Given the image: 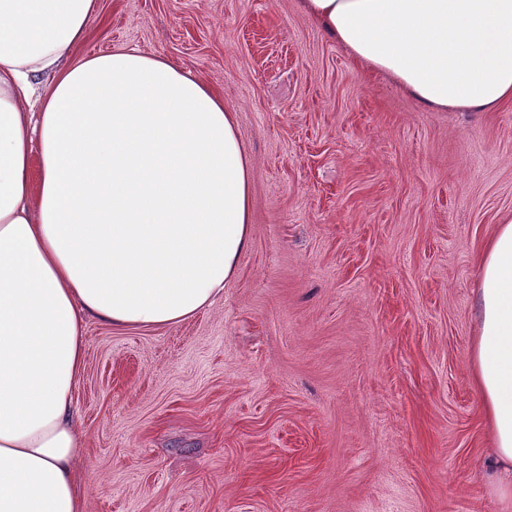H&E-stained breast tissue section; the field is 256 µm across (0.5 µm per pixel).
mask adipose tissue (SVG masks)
<instances>
[{"label": "adipose tissue", "instance_id": "adipose-tissue-1", "mask_svg": "<svg viewBox=\"0 0 512 512\" xmlns=\"http://www.w3.org/2000/svg\"><path fill=\"white\" fill-rule=\"evenodd\" d=\"M98 0H0V512H85L84 326L165 327L251 243L252 168L223 98L120 47L72 61ZM431 111L512 100V0H298ZM472 383L512 501V215L479 263Z\"/></svg>", "mask_w": 512, "mask_h": 512}]
</instances>
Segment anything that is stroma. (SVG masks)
<instances>
[{"instance_id":"1","label":"stroma","mask_w":512,"mask_h":512,"mask_svg":"<svg viewBox=\"0 0 512 512\" xmlns=\"http://www.w3.org/2000/svg\"><path fill=\"white\" fill-rule=\"evenodd\" d=\"M119 46L235 112L252 240L184 322L88 320L85 512H505L470 349L512 103L425 109L297 0H99L73 56Z\"/></svg>"}]
</instances>
